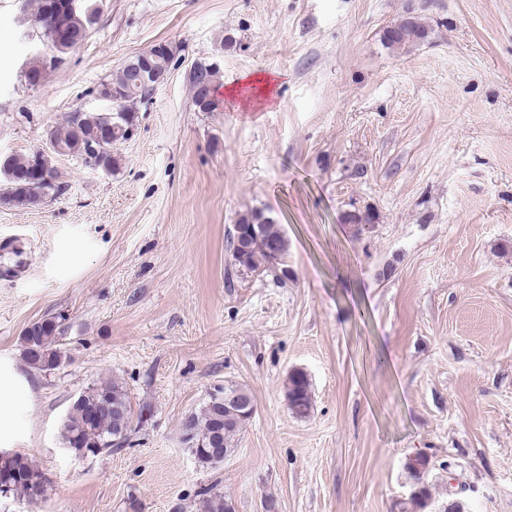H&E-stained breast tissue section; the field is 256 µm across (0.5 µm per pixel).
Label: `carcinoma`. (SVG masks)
<instances>
[{
    "instance_id": "carcinoma-1",
    "label": "carcinoma",
    "mask_w": 512,
    "mask_h": 512,
    "mask_svg": "<svg viewBox=\"0 0 512 512\" xmlns=\"http://www.w3.org/2000/svg\"><path fill=\"white\" fill-rule=\"evenodd\" d=\"M62 0H25L26 9L43 16L39 26L43 41H48L46 29L60 17L65 38L48 47L49 53L35 60L25 71L30 85L41 84L46 71L61 63L64 56L77 47L86 37L94 16L99 11L98 0H85V9L76 13H62L54 4ZM425 30L415 18L408 17L399 31H386L385 39L391 46H404L424 38ZM159 51L153 64L163 68L182 51L173 42L158 43ZM140 57L128 61L123 68L97 88V96L112 105L108 112L77 111L66 124L51 129L48 134L50 147L26 155L0 153V203L17 206H38L55 198L61 191L55 158L75 157L89 167L101 162L110 170L120 166V157L112 153V143L128 139L138 121V105L148 101L149 90L140 75ZM214 67L198 64L192 74V87L212 85ZM232 259L239 268L263 273H281L287 276L285 259L288 241L274 220L262 211L242 216L234 225L231 238ZM65 327L58 318L32 323L22 337V357L29 367L40 372L57 369L64 359L61 342ZM224 392L234 396V402L224 404V398L209 396L204 406L190 414L183 429L192 430L199 442L207 443L216 432L221 433L223 447L233 449L238 438L250 421L241 404L255 406L254 398L246 387L233 383L224 384ZM288 410L298 419H306L312 411L311 385L301 369L288 373L286 385ZM131 409L125 386L118 381L94 384L85 388L73 401L61 423V437L65 447L79 456L99 455L114 451L112 438L116 427L112 423V408ZM429 460L418 455L409 461L408 469L415 480L410 504L424 509L429 504L430 492L422 482V473ZM6 470L17 479L8 489H0V495H23L31 500L45 492V479L33 460L14 453L4 461ZM198 512H233L219 491H208L198 502Z\"/></svg>"
}]
</instances>
